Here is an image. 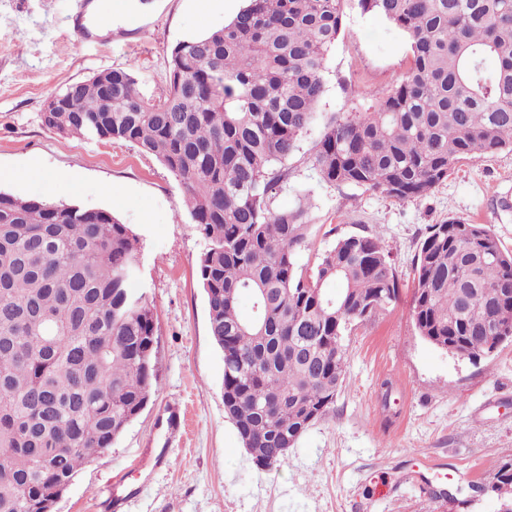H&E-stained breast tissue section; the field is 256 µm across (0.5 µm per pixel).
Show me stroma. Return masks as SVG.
I'll return each instance as SVG.
<instances>
[{
    "instance_id": "obj_1",
    "label": "stroma",
    "mask_w": 512,
    "mask_h": 512,
    "mask_svg": "<svg viewBox=\"0 0 512 512\" xmlns=\"http://www.w3.org/2000/svg\"><path fill=\"white\" fill-rule=\"evenodd\" d=\"M91 0H0V192L112 212L139 240L140 276L157 317L159 384L112 448L86 464L54 512H497L492 487L512 463V342L476 359L423 340L411 318L412 262L426 229L486 225L512 251V151L465 160L422 199L398 200L322 182L310 161L316 132L288 159L274 210L308 207L301 268L337 239L381 235L397 301L347 336L346 381L332 411L285 461L256 466L224 412L223 352L208 330L197 260L205 247L184 189L155 155L123 141L47 130V100L104 70L130 69L145 98L169 84L173 48L229 22L202 0H113L112 31ZM406 37L384 17L345 7L330 48L318 122L374 109L407 71ZM390 382V410L380 385Z\"/></svg>"
}]
</instances>
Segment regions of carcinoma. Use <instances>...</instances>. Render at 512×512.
Segmentation results:
<instances>
[{
	"label": "carcinoma",
	"instance_id": "1",
	"mask_svg": "<svg viewBox=\"0 0 512 512\" xmlns=\"http://www.w3.org/2000/svg\"><path fill=\"white\" fill-rule=\"evenodd\" d=\"M344 2L247 0L174 47L159 99L114 69L112 98L91 78L41 116L61 135L139 146L185 189L205 240L198 273L224 412L258 466L328 413L345 336L399 295L379 235L342 237L304 271L305 211L272 208L316 122ZM356 2L403 31L412 64L374 111L323 124L311 155L321 181L420 199L459 162L512 150V0ZM413 271L425 340L469 358L496 334L512 341V252L485 225L429 226ZM139 272L138 242L111 212L0 192V512H45L156 391V314L131 289ZM493 489L512 512V466Z\"/></svg>",
	"mask_w": 512,
	"mask_h": 512
}]
</instances>
